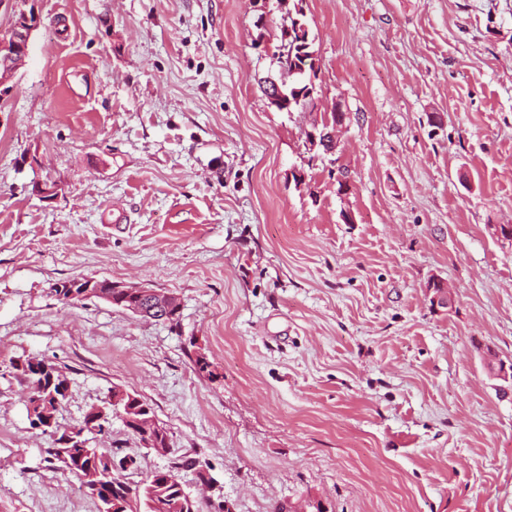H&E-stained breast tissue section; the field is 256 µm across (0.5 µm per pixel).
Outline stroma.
I'll return each instance as SVG.
<instances>
[{
  "instance_id": "35a3bbf8",
  "label": "stroma",
  "mask_w": 512,
  "mask_h": 512,
  "mask_svg": "<svg viewBox=\"0 0 512 512\" xmlns=\"http://www.w3.org/2000/svg\"><path fill=\"white\" fill-rule=\"evenodd\" d=\"M26 5L42 24L0 100V363L64 368L58 432L118 387L170 451L117 419L91 446L136 457L133 484L204 462L180 471L201 512L207 475L230 512H512V388L483 360L512 358V0H307L310 112L262 89L276 0H0V32ZM336 103L335 157L310 159ZM78 277L174 295L179 323L63 304ZM29 391L0 375V512H97L49 468Z\"/></svg>"
}]
</instances>
